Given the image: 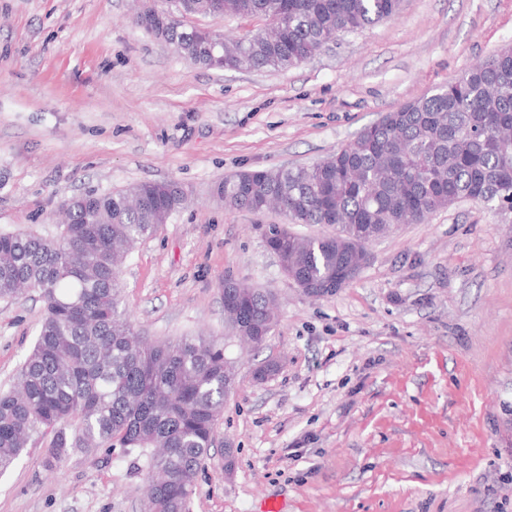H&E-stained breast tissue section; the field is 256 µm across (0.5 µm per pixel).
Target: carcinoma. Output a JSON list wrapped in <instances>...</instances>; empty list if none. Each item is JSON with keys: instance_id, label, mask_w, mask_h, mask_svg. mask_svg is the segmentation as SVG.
I'll use <instances>...</instances> for the list:
<instances>
[{"instance_id": "1", "label": "carcinoma", "mask_w": 512, "mask_h": 512, "mask_svg": "<svg viewBox=\"0 0 512 512\" xmlns=\"http://www.w3.org/2000/svg\"><path fill=\"white\" fill-rule=\"evenodd\" d=\"M402 0H224V14L255 17L265 29L226 39L216 68L287 69L341 31L396 15ZM210 0H169L175 19L164 42L209 68L211 38L181 20ZM512 47L473 63L433 94L364 128L313 167L238 171L217 185L225 205L278 208L293 224H330L336 234L288 236L269 228L266 245L296 277L337 293L336 280L362 272L367 245L399 224H421L462 200L512 210ZM186 200L176 182L142 181L65 203L56 237L0 234V299L39 293V336L0 391V473L31 433L50 437L46 466L70 449L151 448L148 512H187L189 490L214 444L229 378L224 346L204 337L159 343L134 330L122 308L130 249ZM239 313L235 330L264 345L277 317L270 293L245 283L224 292Z\"/></svg>"}]
</instances>
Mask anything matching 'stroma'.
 <instances>
[{"mask_svg": "<svg viewBox=\"0 0 512 512\" xmlns=\"http://www.w3.org/2000/svg\"><path fill=\"white\" fill-rule=\"evenodd\" d=\"M137 7L0 0V234L57 235L61 206L90 190L185 189L122 282L144 336L202 333L236 366L188 512H257L269 496L283 512H512V212L461 201L403 225L370 243L356 280L312 299L265 244L283 216L211 195L244 169L312 166L512 45V0H405L264 71L186 62L135 25ZM228 281L277 298L260 349L224 316ZM42 317L35 292L0 301V390ZM47 446L33 434L0 476V512H146L147 451L75 448L50 471Z\"/></svg>", "mask_w": 512, "mask_h": 512, "instance_id": "1", "label": "stroma"}]
</instances>
